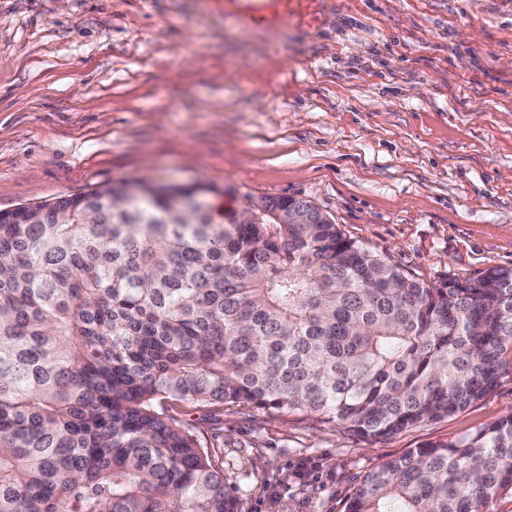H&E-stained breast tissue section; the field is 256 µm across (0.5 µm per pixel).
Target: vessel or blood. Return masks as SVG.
I'll return each instance as SVG.
<instances>
[{
    "mask_svg": "<svg viewBox=\"0 0 512 512\" xmlns=\"http://www.w3.org/2000/svg\"><path fill=\"white\" fill-rule=\"evenodd\" d=\"M322 5L323 0H213L215 9L246 28L313 25L321 17Z\"/></svg>",
    "mask_w": 512,
    "mask_h": 512,
    "instance_id": "1",
    "label": "vessel or blood"
}]
</instances>
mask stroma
Segmentation results:
<instances>
[{
	"instance_id": "obj_1",
	"label": "stroma",
	"mask_w": 512,
	"mask_h": 512,
	"mask_svg": "<svg viewBox=\"0 0 512 512\" xmlns=\"http://www.w3.org/2000/svg\"><path fill=\"white\" fill-rule=\"evenodd\" d=\"M212 0H0V212L96 185L310 201L427 284L512 268V0H331L255 30ZM238 512H346L364 475L512 415V371L452 416L365 439L186 407Z\"/></svg>"
}]
</instances>
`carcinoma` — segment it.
Here are the masks:
<instances>
[{
	"mask_svg": "<svg viewBox=\"0 0 512 512\" xmlns=\"http://www.w3.org/2000/svg\"><path fill=\"white\" fill-rule=\"evenodd\" d=\"M121 181L0 217V512H238L175 405L317 414L379 439L512 370V269L426 284L294 197L189 221ZM299 208L312 224L288 223ZM512 416L368 472L347 512H488Z\"/></svg>",
	"mask_w": 512,
	"mask_h": 512,
	"instance_id": "carcinoma-1",
	"label": "carcinoma"
}]
</instances>
